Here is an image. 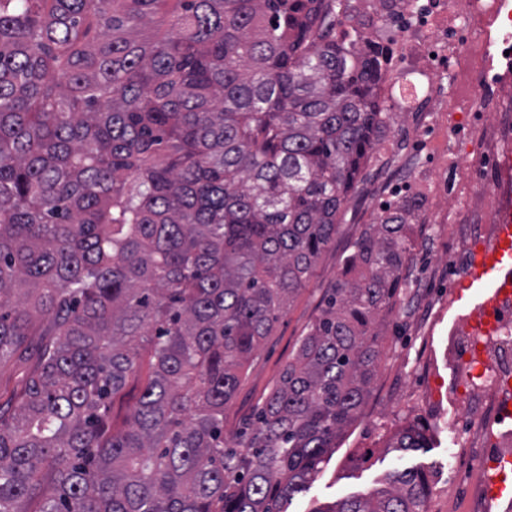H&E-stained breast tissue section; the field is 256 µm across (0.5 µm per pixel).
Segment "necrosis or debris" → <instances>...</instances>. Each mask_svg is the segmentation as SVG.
Segmentation results:
<instances>
[{"label": "necrosis or debris", "mask_w": 512, "mask_h": 512, "mask_svg": "<svg viewBox=\"0 0 512 512\" xmlns=\"http://www.w3.org/2000/svg\"><path fill=\"white\" fill-rule=\"evenodd\" d=\"M336 40L379 61L374 92L384 126L408 117L402 157L410 176L374 198L385 212L418 201L422 224L463 222L449 270H470L477 250L497 241L512 209V0H344ZM460 366L448 395L489 453L485 469L512 465V297L479 310L449 332Z\"/></svg>", "instance_id": "1"}]
</instances>
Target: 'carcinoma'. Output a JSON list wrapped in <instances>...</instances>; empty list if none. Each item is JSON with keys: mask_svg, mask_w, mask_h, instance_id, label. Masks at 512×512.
I'll use <instances>...</instances> for the list:
<instances>
[{"mask_svg": "<svg viewBox=\"0 0 512 512\" xmlns=\"http://www.w3.org/2000/svg\"><path fill=\"white\" fill-rule=\"evenodd\" d=\"M335 26L336 0H0V512H287L329 461L414 205L355 240L232 435L224 408L375 150L377 62ZM428 494L407 470L312 512Z\"/></svg>", "mask_w": 512, "mask_h": 512, "instance_id": "1", "label": "carcinoma"}]
</instances>
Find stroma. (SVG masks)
<instances>
[{
	"label": "stroma",
	"mask_w": 512,
	"mask_h": 512,
	"mask_svg": "<svg viewBox=\"0 0 512 512\" xmlns=\"http://www.w3.org/2000/svg\"><path fill=\"white\" fill-rule=\"evenodd\" d=\"M399 159V136L392 133L363 164L357 189L337 217L333 241L305 289L262 344L236 398L225 408V433L237 430L287 365L327 288L333 287L343 270L354 241L367 225L376 223L370 198ZM459 236L456 224L411 223L408 261L391 306L380 312L377 321L382 356L371 392L335 454L309 489L293 498L288 512H313L317 506L375 490L390 474L412 468L423 469L429 476L426 512H474L476 488L468 482L467 473L480 464V455L474 448L459 449L460 468L449 471L448 428L443 424L449 408L446 389L459 375L448 359V331L465 320L469 311L449 299L448 272L436 261ZM414 423L425 429L424 448L393 449L399 431Z\"/></svg>",
	"instance_id": "35a3bbf8"
}]
</instances>
